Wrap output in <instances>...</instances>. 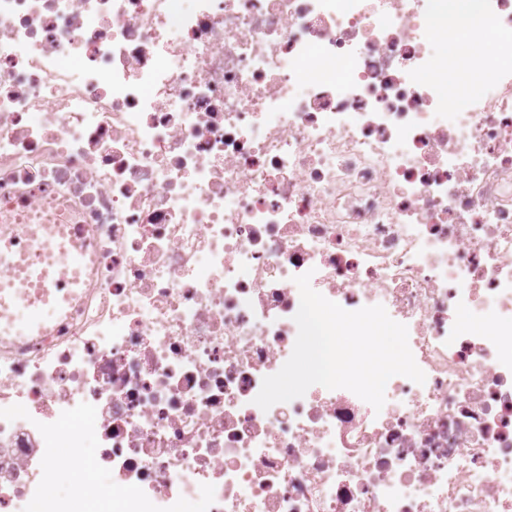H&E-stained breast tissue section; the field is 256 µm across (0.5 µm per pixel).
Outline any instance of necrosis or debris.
<instances>
[{"instance_id": "obj_1", "label": "necrosis or debris", "mask_w": 512, "mask_h": 512, "mask_svg": "<svg viewBox=\"0 0 512 512\" xmlns=\"http://www.w3.org/2000/svg\"><path fill=\"white\" fill-rule=\"evenodd\" d=\"M432 2L0 0V220L90 258L47 335L0 338V512H88L46 471L90 438L117 512H512V0L452 44ZM306 272L406 325L425 382L257 406Z\"/></svg>"}]
</instances>
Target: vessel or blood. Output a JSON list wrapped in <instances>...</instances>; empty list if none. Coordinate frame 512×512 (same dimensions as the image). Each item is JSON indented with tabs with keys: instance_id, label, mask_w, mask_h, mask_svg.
I'll list each match as a JSON object with an SVG mask.
<instances>
[{
	"instance_id": "1",
	"label": "vessel or blood",
	"mask_w": 512,
	"mask_h": 512,
	"mask_svg": "<svg viewBox=\"0 0 512 512\" xmlns=\"http://www.w3.org/2000/svg\"><path fill=\"white\" fill-rule=\"evenodd\" d=\"M42 230L41 252L34 257L21 247L19 228L0 223V263L14 272L0 281V337L46 334L83 286L87 251L81 238L66 224Z\"/></svg>"
}]
</instances>
